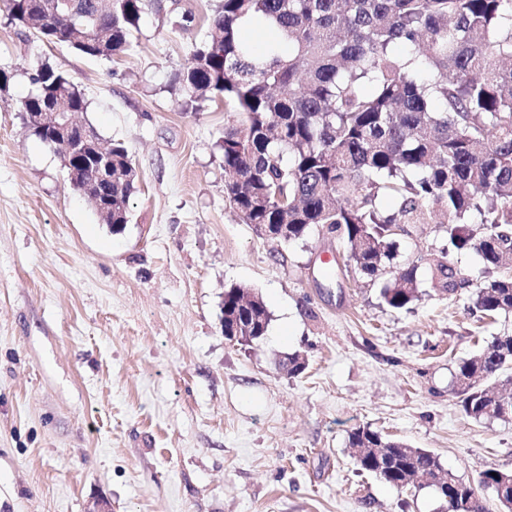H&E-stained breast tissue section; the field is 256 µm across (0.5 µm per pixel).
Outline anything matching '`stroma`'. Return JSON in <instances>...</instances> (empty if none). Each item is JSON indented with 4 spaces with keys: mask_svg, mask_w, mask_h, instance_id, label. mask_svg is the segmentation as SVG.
<instances>
[{
    "mask_svg": "<svg viewBox=\"0 0 512 512\" xmlns=\"http://www.w3.org/2000/svg\"><path fill=\"white\" fill-rule=\"evenodd\" d=\"M214 0H161L136 47L110 60L16 38L0 16V512H445L431 487L358 471L367 427L432 452L478 484L512 472V420L466 416L458 362L512 335V312L474 305L484 264L453 262L464 288H434L442 225L411 224L396 262L419 298L397 311L312 231L283 244L224 196L223 138L236 113L170 93L207 35ZM44 63L84 90L82 119L121 142L139 183L121 232L73 191L17 103ZM262 296L268 331L224 337V289ZM304 360L289 374V356Z\"/></svg>",
    "mask_w": 512,
    "mask_h": 512,
    "instance_id": "1",
    "label": "stroma"
}]
</instances>
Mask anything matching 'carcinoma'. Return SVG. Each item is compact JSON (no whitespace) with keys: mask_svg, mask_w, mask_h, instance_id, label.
<instances>
[{"mask_svg":"<svg viewBox=\"0 0 512 512\" xmlns=\"http://www.w3.org/2000/svg\"><path fill=\"white\" fill-rule=\"evenodd\" d=\"M8 25L22 37L65 44L110 60L132 48L152 0H4ZM252 18L272 24L281 43L259 61L240 33ZM210 38L175 70L169 89L200 112L224 99L239 124L224 128V194L247 224L288 225V241L321 229L349 244L353 270L380 284L394 310L418 298L417 266L399 267L396 228L431 224L426 206L448 214L445 244L429 265L443 293L463 287L450 256L477 252L487 269L512 261V0H216ZM18 111L59 92L74 112L84 93L46 64ZM111 191L102 224L129 222L136 189L129 151L111 143ZM392 199L391 212L381 209ZM475 307L512 311V276L485 281ZM268 330L262 297L224 289V329ZM512 385V335L497 336L479 357L457 365L455 394L465 414L483 419ZM361 472L397 489L419 473L440 474L435 492L456 504L478 499L431 453L368 428L350 432ZM497 476H492V473ZM479 486L512 510V472L490 469Z\"/></svg>","mask_w":512,"mask_h":512,"instance_id":"carcinoma-1","label":"carcinoma"}]
</instances>
